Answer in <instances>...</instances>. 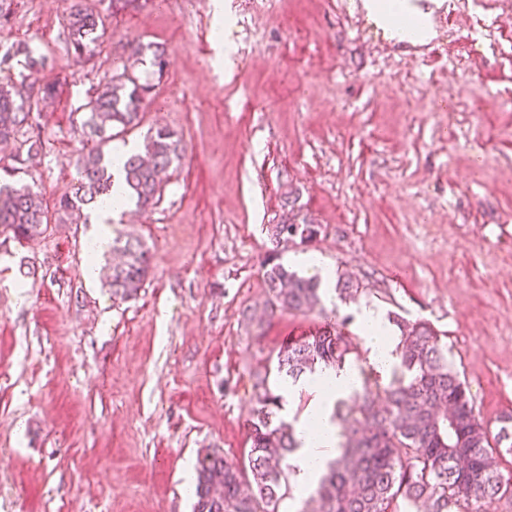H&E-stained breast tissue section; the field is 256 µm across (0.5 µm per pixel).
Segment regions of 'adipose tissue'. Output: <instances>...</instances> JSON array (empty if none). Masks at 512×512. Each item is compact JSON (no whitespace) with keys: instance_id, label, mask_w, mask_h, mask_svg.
Here are the masks:
<instances>
[{"instance_id":"obj_1","label":"adipose tissue","mask_w":512,"mask_h":512,"mask_svg":"<svg viewBox=\"0 0 512 512\" xmlns=\"http://www.w3.org/2000/svg\"><path fill=\"white\" fill-rule=\"evenodd\" d=\"M367 18L381 28L388 39L415 41L431 35L427 16L413 7L409 0H362ZM363 341L370 358L378 368L387 370L393 365L395 346L389 326L372 309L362 315ZM356 373L323 369L296 384L287 385V392L311 391L312 397L296 425L300 442L298 451L289 463L300 486H308L320 473L325 462L336 454L339 444L338 427L332 419L334 403L348 394L356 384Z\"/></svg>"}]
</instances>
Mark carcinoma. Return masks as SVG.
I'll return each mask as SVG.
<instances>
[{
  "mask_svg": "<svg viewBox=\"0 0 512 512\" xmlns=\"http://www.w3.org/2000/svg\"><path fill=\"white\" fill-rule=\"evenodd\" d=\"M68 38L79 55L91 54L101 46L104 16L76 0L67 17ZM129 56L163 70L166 50L158 45L129 44ZM48 63V56H34L26 45L12 46L0 55V141L14 142L15 165L0 168L7 175L38 155L42 142L29 130L33 110L39 102L55 95V88L31 80ZM22 67L21 80L10 74L13 65ZM151 86L142 84L128 69L116 72L85 104L83 126L96 138L97 147L79 159V180L70 196L55 205L58 222L64 223L80 206L105 202L112 195L113 159L104 147L112 141V129L127 130L142 120L143 104ZM182 140L167 127L151 131L144 152L124 157L122 171L127 196L141 208L161 196V175L179 164ZM51 219L41 195L27 184L0 179V231L18 240L44 234ZM274 245L263 266L270 312H304L321 306L320 276L304 277L277 261L279 248L300 238L310 241L318 234L315 224H274ZM112 248L122 261L112 267L109 285L121 300L137 296L150 270V255L138 240L116 237ZM335 291L347 299L362 291L349 277H337ZM399 332L398 361L394 378L384 397L368 387L355 389L349 399L335 402L333 417L344 422L340 453L325 464V472L305 501L301 512H393L391 505L402 499L408 512H472V502L490 512L499 499L512 495V475L498 471L493 453L512 438V415L502 419L497 439L475 415L471 395L453 362L450 349L433 326L422 320L410 322L398 315L388 317ZM356 353L350 338L326 321L308 337L286 341L277 353L275 369L253 375L256 405L250 424L251 449L248 463L240 466L218 452H208L196 462L194 512H279L290 485L285 470L288 456L299 448L295 426L279 416L285 397L273 392L276 384L297 382L317 368H343Z\"/></svg>",
  "mask_w": 512,
  "mask_h": 512,
  "instance_id": "obj_1",
  "label": "carcinoma"
}]
</instances>
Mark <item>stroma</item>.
<instances>
[{"mask_svg":"<svg viewBox=\"0 0 512 512\" xmlns=\"http://www.w3.org/2000/svg\"><path fill=\"white\" fill-rule=\"evenodd\" d=\"M73 0H5L0 48L47 54L43 148L21 182L71 194L91 144L83 106L131 64L153 92L139 148L166 126L185 148L151 209L128 203L107 237L141 239L151 269L115 299L108 257L86 280L92 206L40 238L0 234V512H192L199 455L246 461L252 375L333 315L368 388L390 378L361 346L363 308L428 321L477 417L512 413V0L428 7L432 38L395 42L362 0H85L105 17L77 55ZM234 42L219 55V35ZM163 44L164 69L129 63ZM319 228L280 248L320 254L362 291L325 314L265 310L269 228ZM130 47V57L136 58V60L144 62V57L147 55L148 51L151 52V64L153 66L158 67L159 70L164 68L166 63V50L162 46L158 45H150L144 46L141 43L133 42L129 44Z\"/></svg>","mask_w":512,"mask_h":512,"instance_id":"1","label":"stroma"}]
</instances>
